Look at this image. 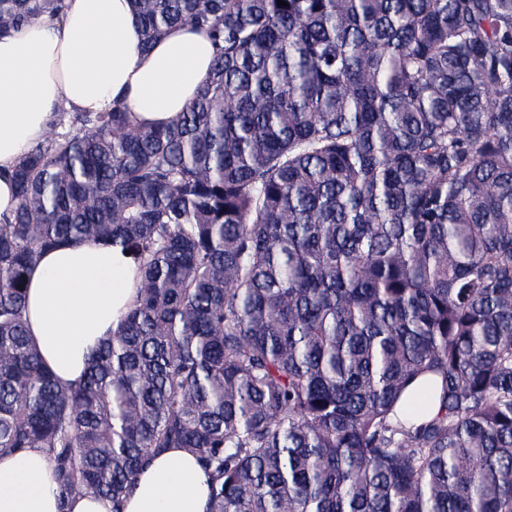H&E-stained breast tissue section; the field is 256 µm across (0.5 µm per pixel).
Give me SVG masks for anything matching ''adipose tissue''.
Here are the masks:
<instances>
[{"mask_svg":"<svg viewBox=\"0 0 512 512\" xmlns=\"http://www.w3.org/2000/svg\"><path fill=\"white\" fill-rule=\"evenodd\" d=\"M134 0H67L61 21L40 18L0 37V215L17 206L12 171L42 140L57 107L97 112L124 103L138 125H163L186 109L214 48L190 26L149 50ZM130 258L98 240L43 255L26 295L29 336L64 386L78 383L89 346L115 328L138 288ZM208 477L190 452L170 448L140 471L123 512H206ZM0 512H112L84 497L61 507L46 452L0 454Z\"/></svg>","mask_w":512,"mask_h":512,"instance_id":"adipose-tissue-1","label":"adipose tissue"}]
</instances>
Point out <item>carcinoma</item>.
Wrapping results in <instances>:
<instances>
[{"mask_svg": "<svg viewBox=\"0 0 512 512\" xmlns=\"http://www.w3.org/2000/svg\"><path fill=\"white\" fill-rule=\"evenodd\" d=\"M135 0L202 29L186 110L55 113L0 216V452L67 512L169 448L207 512H512V0ZM66 0H0V36ZM96 239L138 295L58 383L38 258Z\"/></svg>", "mask_w": 512, "mask_h": 512, "instance_id": "carcinoma-1", "label": "carcinoma"}]
</instances>
